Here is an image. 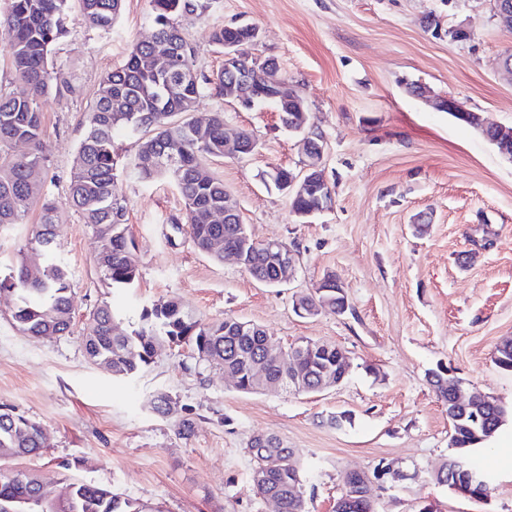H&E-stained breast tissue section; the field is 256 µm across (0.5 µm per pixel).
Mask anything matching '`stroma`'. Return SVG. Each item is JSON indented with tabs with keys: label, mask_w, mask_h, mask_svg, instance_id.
I'll list each match as a JSON object with an SVG mask.
<instances>
[{
	"label": "stroma",
	"mask_w": 512,
	"mask_h": 512,
	"mask_svg": "<svg viewBox=\"0 0 512 512\" xmlns=\"http://www.w3.org/2000/svg\"><path fill=\"white\" fill-rule=\"evenodd\" d=\"M149 13V0H125L112 31L103 32L85 25L79 0H70L69 32L51 52L78 88L41 101L43 178L62 217L55 233L75 323L69 334L34 338L0 305V410L41 423L48 437L43 454L7 468L66 475L165 512H276L254 494L246 452L253 435L271 434L314 474L306 512H333L347 472L377 469L379 512H512L511 422L471 457L489 479L487 501L433 481L454 450L448 408L429 385L430 372L444 367L466 392L512 408V372L494 363L497 346L512 339V162L405 89L421 84L431 97L453 96L489 122L512 126V78L498 68L512 52V29L494 19L489 0H210L181 21L198 70L210 76L223 64L211 42L215 28L257 27L252 53L277 59L325 137L332 206L296 217L288 196L262 175L301 171V134L283 128L273 107L245 110L206 89L196 117L223 113L227 133L245 130L257 143L246 158L210 166L253 238L288 243L296 276L267 287L199 252L173 224L184 208L176 189L124 174L113 193L140 277L116 291L96 268L100 241L72 209L68 185L99 82L151 36ZM428 16L441 33L424 29ZM459 25L468 40L449 36ZM419 222L426 232H415ZM328 273L342 284L347 311L298 315L295 297L313 293ZM170 298L205 322L257 324L276 345L337 346L350 372L316 393H244L186 346L162 349L133 379L88 360L83 327L98 305L112 304L129 331L143 308ZM157 391L193 420L191 436L180 438L172 418L150 409ZM341 414L346 422L332 424Z\"/></svg>",
	"instance_id": "1"
}]
</instances>
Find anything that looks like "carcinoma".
Returning <instances> with one entry per match:
<instances>
[{"label":"carcinoma","instance_id":"cac0c4a2","mask_svg":"<svg viewBox=\"0 0 512 512\" xmlns=\"http://www.w3.org/2000/svg\"><path fill=\"white\" fill-rule=\"evenodd\" d=\"M70 0H10L9 13L0 22V48L12 59L15 72L28 92L0 91V226L21 224L29 209L42 201L39 223L31 238L36 258L22 256L7 267L0 265V297L13 301L11 317L31 336H61L74 324L69 288V271L59 256L55 226L60 214L45 199L40 178L47 160L43 152V126L39 99L55 90L70 93L75 88L63 74L49 65L52 47L68 30ZM123 0H81L85 22L92 28L109 31L118 20ZM152 38L136 43L123 65L108 73L99 83L91 106L87 128L77 151L68 191L71 207L90 225L101 240L97 265L103 280L111 288H130L139 277V268L130 251L125 212L112 194L117 179V160L113 132L124 129L137 138V156L152 151L155 160L149 166L134 163L133 173L144 181L163 178L174 184L184 202L185 224L195 247L217 261L224 252L245 256V271L257 282L273 287L285 274L279 253L254 244L247 225L231 215L228 223L214 222L224 211L229 192L224 181L212 174L207 161L214 158H241L240 147L253 140L243 131L234 141L224 136V115L216 113L200 124L181 118L195 111L204 86L212 85L224 93L245 65H256L257 58L248 47L256 42L246 25H228L212 33V43L224 52L233 47L235 55L224 61L212 77L199 73L195 50L180 19L208 8L206 0H150ZM273 65L270 76L278 87L275 96L249 85L240 86L243 103L273 105L279 121L293 118L297 124L309 120L303 98L288 80L277 76ZM27 146L22 155L9 149ZM328 188L321 184L304 195L290 196L294 211L319 207ZM336 297L329 292H314L302 298L315 313L336 305L324 306L322 300ZM267 336L258 325L226 318L208 323L200 321L181 303L171 299L144 309L141 324L129 332L119 329L112 306L97 307L84 327L83 344L87 357L110 367L122 376L138 374L157 355V344L186 345L197 358L224 372L239 375V390L256 392L252 380L254 365H262L266 378L277 382L282 364L268 354ZM495 364L512 371V340L497 346ZM297 366L310 384L319 382L325 370L336 371V346L322 345V354L313 358L298 356ZM429 384L436 396L448 402L447 369L431 372ZM149 405L156 413L169 417L177 413V402L166 392H156ZM42 426L12 411L0 412V459L36 455L44 448ZM247 451L254 462L251 485L261 499L275 495L280 512H305L307 478L293 458L291 449L275 435H267L263 444L251 437ZM264 469L268 478L260 483L256 472ZM45 480L37 473L0 472V512H152L148 505L121 499L112 490L73 478H59L57 498L43 495Z\"/></svg>","mask_w":512,"mask_h":512}]
</instances>
